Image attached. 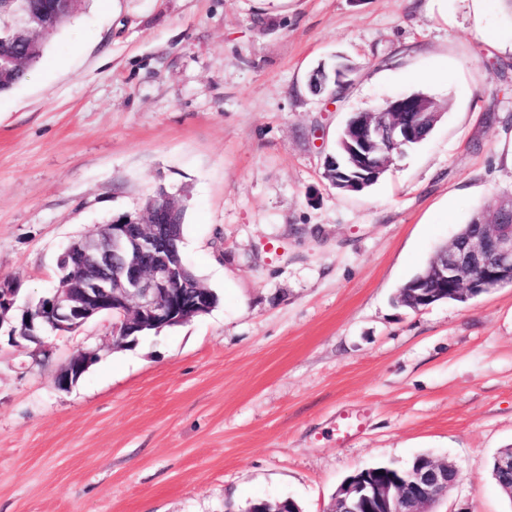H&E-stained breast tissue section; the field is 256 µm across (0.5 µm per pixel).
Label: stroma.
Instances as JSON below:
<instances>
[{"instance_id":"1","label":"stroma","mask_w":512,"mask_h":512,"mask_svg":"<svg viewBox=\"0 0 512 512\" xmlns=\"http://www.w3.org/2000/svg\"><path fill=\"white\" fill-rule=\"evenodd\" d=\"M0 94V277L58 284L71 240L184 210L210 313L122 349L104 314L41 342L0 328V512H327L421 453L460 480L436 512H512V286L420 311L398 289L512 194V0H87ZM345 57L338 98L309 77ZM443 105L369 189L324 176L355 113ZM83 350L99 359L70 387ZM96 358L97 352L94 350L81 351L73 356L64 373L57 378V385L61 388L71 386Z\"/></svg>"}]
</instances>
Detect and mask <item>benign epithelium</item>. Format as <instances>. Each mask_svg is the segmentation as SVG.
<instances>
[{
  "instance_id": "obj_1",
  "label": "benign epithelium",
  "mask_w": 512,
  "mask_h": 512,
  "mask_svg": "<svg viewBox=\"0 0 512 512\" xmlns=\"http://www.w3.org/2000/svg\"><path fill=\"white\" fill-rule=\"evenodd\" d=\"M354 68L347 63L333 67V81L340 90L350 83ZM382 111L392 115L415 112L420 121L435 124L438 118L432 102L422 95L391 100ZM415 128L392 120L382 124L375 112H360L345 129V148L350 158L378 172L387 168L385 152L415 141ZM176 205L158 197L149 199L145 214L114 219L107 233H97V254L90 255L68 245L58 264L70 269L49 298L40 299L24 310L33 320L47 324L53 332H72L101 313L114 318L113 339L125 346L138 340L146 328L158 331L180 325L213 309L210 291L199 287L188 299L182 294L187 275L180 262L170 255V242L178 225L168 221ZM438 288L450 289L459 298L512 286V195L497 200L493 217L483 225L479 238L453 239L448 252L430 270ZM18 289L9 277L0 279V327L15 304ZM97 358L94 350L81 351L71 358L57 385L75 383ZM412 491L405 494L395 484L374 482L357 475L338 487L336 505L330 512H433V508L459 481V470L446 462L431 461L411 473Z\"/></svg>"
}]
</instances>
